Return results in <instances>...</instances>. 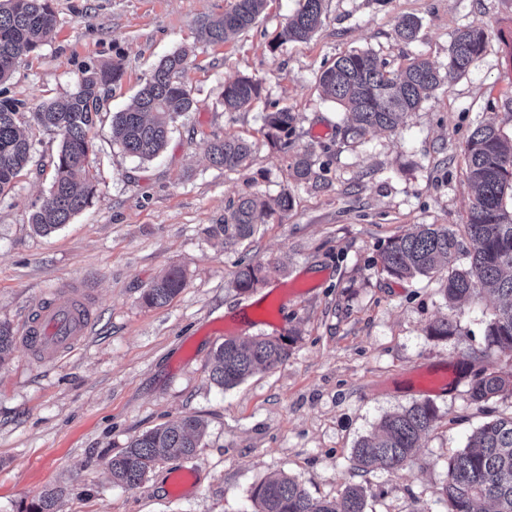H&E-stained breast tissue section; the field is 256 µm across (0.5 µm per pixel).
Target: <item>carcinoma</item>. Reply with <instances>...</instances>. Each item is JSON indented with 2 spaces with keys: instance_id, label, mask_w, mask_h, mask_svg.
Here are the masks:
<instances>
[{
  "instance_id": "1",
  "label": "carcinoma",
  "mask_w": 512,
  "mask_h": 512,
  "mask_svg": "<svg viewBox=\"0 0 512 512\" xmlns=\"http://www.w3.org/2000/svg\"><path fill=\"white\" fill-rule=\"evenodd\" d=\"M323 0H300V7L283 26L280 43L309 40L322 24ZM268 0H234L224 15L198 21L201 35L212 43H224L250 29L264 13ZM420 21L408 15L398 18L395 31L404 43L414 42ZM57 19L51 0H0V85L8 82L18 67L21 52L34 53L55 36ZM487 41L485 28L474 24L456 30L448 52V64L440 70L422 55L388 70L370 51L352 50L339 56L318 78L323 95L348 116L346 136H361L374 129L394 131L404 115L415 112L440 85L470 72ZM189 50L180 47L165 56L139 90L134 103L112 116V139L125 152L151 160L166 146L171 125L192 111L190 91L180 81ZM122 76L118 62L103 63L84 70L77 87L57 99L42 102L34 121L60 136V146L51 164L54 178L50 199L30 217L36 233L47 236L70 223L93 203L97 193L90 157V136L106 111L112 84ZM260 84L241 78L224 85L222 105L237 112L259 98ZM24 104L0 99V196L9 191L28 167L42 164L34 144L21 128ZM294 116L279 108L265 116L267 139L288 146ZM248 141L226 136L209 145L211 164L229 170L243 168L252 154ZM471 198L464 222L451 230L442 224H420L412 232L391 238L379 253L383 271L397 279L431 276L447 269L441 292L448 307L487 290L501 305L486 329L488 346L512 351V211L503 198L512 192V144L502 138L491 121L472 130L464 148ZM313 149L306 147L293 162L296 182L315 188L326 183V168L314 169ZM291 195L284 191L269 201L261 196L244 197L224 212V222L210 228L224 243L253 235L255 224L275 211L291 208ZM279 271L271 263H248L237 274L236 287L245 294L262 286ZM183 272L172 269L154 281L143 294L149 307L167 305L185 287ZM11 328L0 324V364L15 348ZM288 358V340L255 336L246 342L224 340L213 352L211 380L224 390L232 389L260 370H270ZM512 393V379L495 373L479 377L472 397L481 402ZM437 420L435 407L424 402L384 417L379 430L362 438L353 450L357 469L396 471L413 457L419 443ZM203 437V425L195 416L146 431L133 438L113 456L106 468L112 483L128 489L138 487L164 459L195 454ZM447 512H483L481 504L494 512H512V417L489 420L476 428L463 449L448 461L447 480L440 489ZM365 488L352 485L340 501L316 499L295 479L281 476L256 486L251 493L255 512H365ZM57 493L45 491L25 512H57Z\"/></svg>"
}]
</instances>
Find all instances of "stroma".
Wrapping results in <instances>:
<instances>
[{
  "label": "stroma",
  "mask_w": 512,
  "mask_h": 512,
  "mask_svg": "<svg viewBox=\"0 0 512 512\" xmlns=\"http://www.w3.org/2000/svg\"><path fill=\"white\" fill-rule=\"evenodd\" d=\"M231 0H52L57 32L21 57L6 97L34 109L71 92L85 68L122 63L124 75L95 130L93 205L56 232L36 234L31 213L49 196L51 171L30 170L0 197V323L20 331L39 303L72 286L95 303L81 345L52 364L22 347L0 367V512H21L46 490L58 512H253L252 489L281 474L316 498L338 500L350 485L367 492L366 512H446L439 491L448 459L468 435L512 415V394L477 404L478 375H512V354L487 347L484 329L497 305L481 295L448 309L437 277L396 279L377 263L394 236L417 224L462 223L469 205L465 142L493 119L512 139V0H324L323 23L303 43H280L298 0H270L246 33L226 44L198 40L197 23L221 16ZM414 15L417 41L396 40L397 17ZM470 24L488 33L465 76L435 90L397 133L343 139L344 117L317 88L324 66L369 49L397 68L423 55L446 67L453 33ZM195 57L182 75L193 109L179 117L160 155L132 157L113 143L111 120L158 61L183 44ZM249 77L261 95L224 111L225 84ZM295 116L288 148L265 138L273 107ZM227 135L254 144L243 170L213 166L211 141ZM327 168V187L297 184L291 165L305 147ZM288 214L259 224L231 245L211 225L238 198L282 191ZM278 262L282 270L250 294L235 287L240 264ZM177 268L186 286L168 305L142 294ZM269 322L244 315L269 301ZM452 318V336H430ZM282 336L289 355L276 368L224 390L210 379L224 339ZM446 373L447 390L423 382ZM429 402L437 421L412 460L387 472L355 468L352 453L381 419ZM184 415L205 433L188 458L160 461L138 487L112 485L106 461L136 435ZM194 468L195 486L168 490L176 468Z\"/></svg>",
  "instance_id": "35a3bbf8"
}]
</instances>
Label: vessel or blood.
<instances>
[{"label": "vessel or blood", "instance_id": "1", "mask_svg": "<svg viewBox=\"0 0 512 512\" xmlns=\"http://www.w3.org/2000/svg\"><path fill=\"white\" fill-rule=\"evenodd\" d=\"M92 325L90 299L74 286L45 300L24 327L20 342L44 361L53 362L75 350Z\"/></svg>", "mask_w": 512, "mask_h": 512}]
</instances>
